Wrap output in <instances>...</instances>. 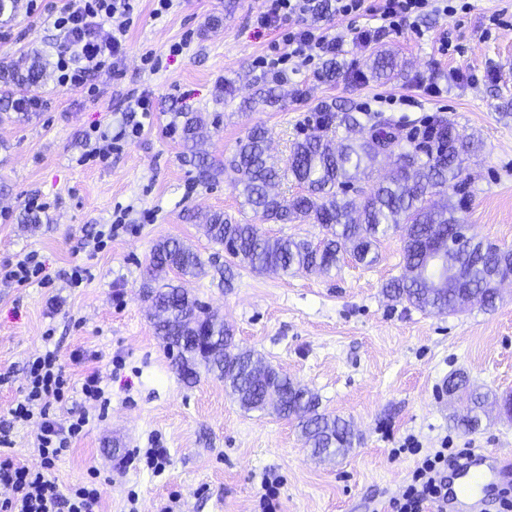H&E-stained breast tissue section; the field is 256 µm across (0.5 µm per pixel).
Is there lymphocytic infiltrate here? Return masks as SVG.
I'll return each mask as SVG.
<instances>
[{
    "label": "lymphocytic infiltrate",
    "instance_id": "obj_1",
    "mask_svg": "<svg viewBox=\"0 0 512 512\" xmlns=\"http://www.w3.org/2000/svg\"><path fill=\"white\" fill-rule=\"evenodd\" d=\"M468 0H265L254 17L256 27L268 29L298 17L300 26L285 36L289 56L309 62L336 55L344 38L330 35L321 25L323 15L373 16L377 29L357 28L352 39L370 44L378 32L410 30L421 35L420 22L432 15L454 16L468 10ZM135 9L134 0H66L47 18L54 31L55 71L60 87L96 94L92 78L117 70ZM66 367L56 351H46L28 363V384L22 400L11 410L13 421H36L38 469L17 464L7 455L9 428H0V485L10 489L0 499V512H99L101 493L95 483L61 489L52 475L56 462L88 423L86 414L58 420L51 408L69 389ZM466 451L441 448L417 464L402 492L389 499L383 512H447L448 467L463 462Z\"/></svg>",
    "mask_w": 512,
    "mask_h": 512
}]
</instances>
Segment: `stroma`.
I'll list each match as a JSON object with an SVG mask.
<instances>
[{
  "label": "stroma",
  "instance_id": "35a3bbf8",
  "mask_svg": "<svg viewBox=\"0 0 512 512\" xmlns=\"http://www.w3.org/2000/svg\"><path fill=\"white\" fill-rule=\"evenodd\" d=\"M65 0L31 10L21 0L14 17H0V65L38 51L48 65L34 93L42 105L0 120V262L33 251L46 267L42 284L0 285V425L24 394L27 365L52 334L74 389L54 412H87L84 434L57 462L53 476L68 488L100 475V512H261L266 479L278 477L279 512H376L397 494L415 466L403 452L414 443L489 448L512 455V419L489 408L479 430L455 423L465 400L444 382L464 373L481 390L512 393V280L500 286L493 309L472 305L456 314L428 315L390 300L383 285L404 272L403 230H391L370 267L344 259L330 273H255L236 268L188 213L221 211L235 220L254 213L227 177L206 184L182 158L183 112L208 119L203 139L218 159L230 157L256 125L267 132L270 157L285 167L292 143L317 130L322 107L337 114H380L396 123V153L409 137L440 119L452 123L476 151L464 171L471 196L461 212L468 234L512 247V0H471L469 12L423 20V36L385 34L375 47L345 43L331 81L312 66L285 59L282 29L253 22L263 0H172L154 16V0H139L118 71L98 80L99 96L57 85L48 13ZM500 12V23L486 19ZM452 32L459 52L439 54ZM180 53H172L173 45ZM393 51L401 75L374 80L366 66L373 48ZM286 78L287 96L270 107L253 98L262 82ZM231 81L235 99L221 86ZM437 86L430 95L429 86ZM152 98L141 117L134 102ZM143 122L138 136L103 164L85 165L84 135L98 125L118 134ZM47 207L24 225L25 200ZM125 209L126 226L101 249L84 242ZM174 238L200 256L205 273L185 286L232 326L238 346L253 350L316 393L321 408L349 421L359 438L340 457L312 456L296 424L265 411H247L223 381L199 372L184 383L174 355L153 328L142 285L158 240ZM89 279L70 287L72 266ZM99 373L106 407L86 402L79 387ZM135 448H165V471L124 466Z\"/></svg>",
  "mask_w": 512,
  "mask_h": 512
}]
</instances>
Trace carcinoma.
<instances>
[{
  "mask_svg": "<svg viewBox=\"0 0 512 512\" xmlns=\"http://www.w3.org/2000/svg\"><path fill=\"white\" fill-rule=\"evenodd\" d=\"M367 67L372 77L389 80L397 64L391 54L378 49L369 57ZM42 77L43 69L36 59L24 74L11 67L3 69V110L12 108L10 83L36 87ZM180 117L183 154L195 163L201 180L215 182L229 169L234 173V190L263 222L310 221L326 230L316 242L291 236L271 238L257 225L234 222L220 211L202 217L190 215L189 219L202 224L209 239L224 246L235 264L257 273H328L348 255L370 267L377 261L381 238L403 224L407 228L403 244L406 274L384 285L386 296L434 314L454 312L475 300L487 309L495 306L499 276L512 273V248L468 241L457 257L458 279L440 291L426 287L417 272L424 241L455 238L464 228L458 212L468 197L467 182L461 178L465 144L452 125L439 121L425 128L414 150L398 155L391 177L365 188L360 182L368 177L378 157L398 140L396 128L380 116L373 117L366 136L335 147L326 132L336 122V113L325 108L318 120L321 133L295 141L283 171L270 162L263 127H252L225 164L212 159L204 148L202 114L182 112ZM283 172L300 189L289 200L269 191ZM433 196L442 197L443 203L431 204ZM167 271L197 277L203 273V262L190 246L163 239L154 247L151 275L143 285L144 298L153 310L155 334L176 352V368L183 379L193 382L200 365L224 381V388L243 409L265 410L270 406L281 419H298L304 445L314 455L335 457L353 447L350 425L319 411L315 393L269 364L261 375H255L254 353L237 348L233 330L224 320L187 289L166 280L163 273ZM448 384L455 392L467 395L472 404L469 414L459 420L466 432L480 428L490 402L505 412L512 411V393L472 390L462 373L448 377Z\"/></svg>",
  "mask_w": 512,
  "mask_h": 512,
  "instance_id": "carcinoma-1",
  "label": "carcinoma"
}]
</instances>
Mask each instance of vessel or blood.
Listing matches in <instances>:
<instances>
[{"label":"vessel or blood","instance_id":"b4317fda","mask_svg":"<svg viewBox=\"0 0 512 512\" xmlns=\"http://www.w3.org/2000/svg\"><path fill=\"white\" fill-rule=\"evenodd\" d=\"M512 484V458L477 448L455 468L448 483V512H474L476 492H498Z\"/></svg>","mask_w":512,"mask_h":512}]
</instances>
